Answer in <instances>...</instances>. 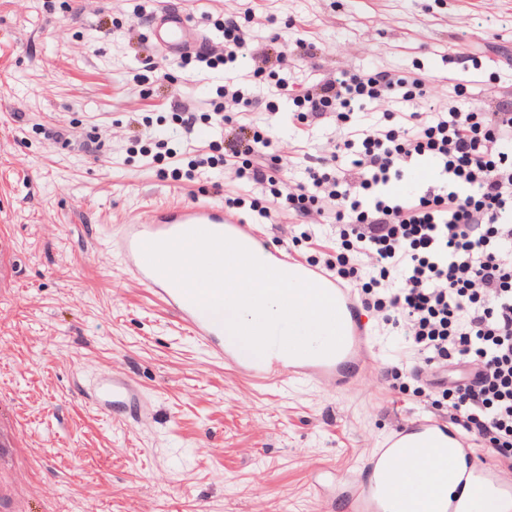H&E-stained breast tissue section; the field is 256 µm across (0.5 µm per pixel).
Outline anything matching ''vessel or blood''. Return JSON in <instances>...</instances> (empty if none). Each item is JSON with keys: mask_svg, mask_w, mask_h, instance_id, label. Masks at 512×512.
<instances>
[{"mask_svg": "<svg viewBox=\"0 0 512 512\" xmlns=\"http://www.w3.org/2000/svg\"><path fill=\"white\" fill-rule=\"evenodd\" d=\"M149 40L153 49L167 58L201 55L211 44L205 29L190 13L168 6L155 10L150 16ZM194 229L222 234L243 245L253 243L255 239L252 225L243 218L227 214L223 202L199 198L161 205L130 219L111 235L110 243L122 256L128 274L177 316L179 324L209 350L212 359L234 366L251 382L279 386L307 378L334 388L346 381L348 365L363 367L371 340L364 334L359 306L352 293L339 286L334 276L285 252L274 256L281 268L321 286L335 298L342 322L341 348L330 357L304 362L296 361L293 355L277 348L267 351L258 361L242 359L226 349L223 325L203 317L199 305L179 286L154 270L142 251L144 243L171 239ZM86 398L100 413L112 418L128 414L141 423L150 416V407L138 384L110 371L97 374ZM447 446L456 450L451 475L457 487L455 493L434 491L436 468L433 463L406 472L398 466L404 449ZM471 455L470 441L465 436L418 416L380 447L365 475L344 482L337 496L343 500L346 512H412L408 500L417 495L422 498V512H479L482 500L477 488L481 485L496 495L512 499V478L490 466H473Z\"/></svg>", "mask_w": 512, "mask_h": 512, "instance_id": "vessel-or-blood-1", "label": "vessel or blood"}]
</instances>
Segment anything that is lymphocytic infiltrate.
I'll return each instance as SVG.
<instances>
[{
    "label": "lymphocytic infiltrate",
    "instance_id": "f902f5d3",
    "mask_svg": "<svg viewBox=\"0 0 512 512\" xmlns=\"http://www.w3.org/2000/svg\"><path fill=\"white\" fill-rule=\"evenodd\" d=\"M408 84L425 98L421 80L376 70L326 79L298 104L351 121L354 103L395 99ZM351 123L352 137L376 145L353 162L371 200L353 198L335 174L312 167L287 200L300 215L317 207L340 224L356 213L352 233L362 249L402 273L388 303L427 369H468L448 390L451 422L512 469V105L480 116L456 107L407 112L389 130ZM269 146L243 129L225 154L242 158L239 179L262 184L270 179ZM417 157L439 164L441 192L389 193Z\"/></svg>",
    "mask_w": 512,
    "mask_h": 512
}]
</instances>
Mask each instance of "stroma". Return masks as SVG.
Returning a JSON list of instances; mask_svg holds the SVG:
<instances>
[{
    "mask_svg": "<svg viewBox=\"0 0 512 512\" xmlns=\"http://www.w3.org/2000/svg\"><path fill=\"white\" fill-rule=\"evenodd\" d=\"M166 2L0 0V245L16 261L0 307L11 344L0 356V400L26 440L17 479L29 512L52 503L64 512H330L337 484L359 475L372 451L363 433L386 439L419 414L448 420L447 388L412 376L423 359L406 326L390 308L362 311L382 380L374 404L348 385H256L210 359L150 299L107 247L106 228L219 189L225 211L254 224L270 252L319 268L345 256L355 272L342 286L389 297L398 272H381L345 225L301 217L276 198L347 132L332 112L300 119L292 100L343 73L387 70L423 80L439 111L512 103V0H182L209 23L236 18L250 34L247 56L223 69L161 62L157 80L142 85L130 37L145 35L148 20L135 6ZM272 69L288 78L290 99L278 96ZM102 70L111 83L100 82ZM228 84L254 105L219 97ZM216 102L230 125L209 122ZM181 113L194 115L192 133ZM240 124L287 160L273 182L244 183L237 161L225 160ZM197 154L213 164L188 175ZM108 367L139 385L149 423L103 417L84 399ZM157 468L167 484L150 481ZM257 469L270 476L260 501ZM48 482L51 501L38 495Z\"/></svg>",
    "mask_w": 512,
    "mask_h": 512,
    "instance_id": "35a3bbf8",
    "label": "stroma"
}]
</instances>
